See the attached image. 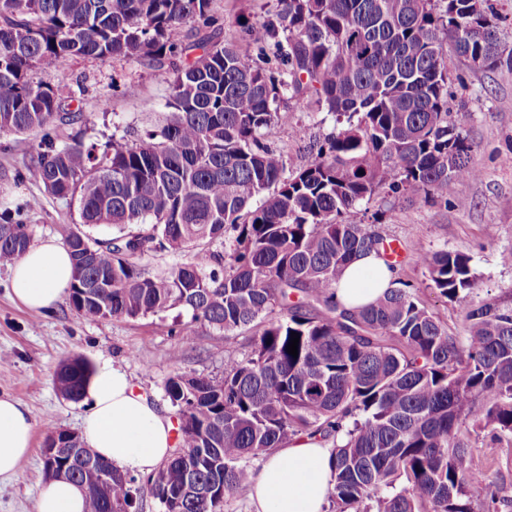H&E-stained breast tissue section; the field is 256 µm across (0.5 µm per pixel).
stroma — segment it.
Masks as SVG:
<instances>
[{"label": "stroma", "instance_id": "stroma-1", "mask_svg": "<svg viewBox=\"0 0 512 512\" xmlns=\"http://www.w3.org/2000/svg\"><path fill=\"white\" fill-rule=\"evenodd\" d=\"M448 67V108L472 145L471 161L480 178L450 191L444 203L380 191L350 219L399 243L397 279L413 284L421 302L460 336L465 308L512 294V70H477L453 55ZM30 78L52 86L63 101L77 99L87 119L83 131L88 143L139 142L158 130L170 111L168 71L135 62L78 57L68 60L63 71L37 70ZM132 82L139 85L134 96L125 91ZM287 105V124L275 128L267 142L282 153L292 172L308 162L307 145L324 142L338 125L334 115L316 107H302L292 99ZM41 137L38 131L0 135V214L27 224L36 242L61 237L64 225L81 224L77 199L54 197L19 177ZM419 248L468 254L477 277L473 293L461 303L440 297L415 258ZM174 317L168 311L135 319L84 320L67 296L50 310H30L13 299L10 266L0 262V394L20 400L34 424L31 455L21 473L0 480V512H33L38 486L46 480L42 448L47 426L82 431L87 402L66 400L53 384L63 360L82 355L92 366L123 369L135 391L172 420L177 412L164 391L170 376L223 374V331L197 323L172 336L168 327ZM175 346L182 352L176 364L169 359ZM472 455L512 497V447L492 448L476 436Z\"/></svg>", "mask_w": 512, "mask_h": 512}]
</instances>
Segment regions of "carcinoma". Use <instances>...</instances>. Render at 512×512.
<instances>
[{
	"mask_svg": "<svg viewBox=\"0 0 512 512\" xmlns=\"http://www.w3.org/2000/svg\"><path fill=\"white\" fill-rule=\"evenodd\" d=\"M212 2L0 0V133L43 131L22 179L78 197L82 225L117 230L67 232L77 314L176 309L188 320L174 321L172 335L198 322L226 337L257 329L250 356L224 349L222 376L166 381L179 428L154 479L162 512H224L250 482L251 460L302 439L332 446L331 512H477L475 487L495 506L502 488L472 463L470 427L512 447V295L467 310L464 336L450 335L405 282L356 310L336 300L344 268L385 245L346 214L380 189L446 201L479 178L448 112L444 44L475 69L512 68L486 0H275L262 15L237 16L230 39ZM195 23L213 35L186 44L183 28ZM241 41L275 46L280 67H264ZM75 56L171 71L160 133L57 148L47 130L80 115L29 75ZM288 94L342 125L289 176L261 140L286 121ZM203 241L228 246L161 273L142 263L147 250ZM30 244L26 225L0 220V261ZM417 258L441 297L460 302L475 290L469 255ZM276 307L282 317L268 318ZM91 375L75 356L54 383L77 401ZM67 447L62 478L82 486L99 455L79 437ZM134 483L112 467L85 512H130Z\"/></svg>",
	"mask_w": 512,
	"mask_h": 512,
	"instance_id": "obj_1",
	"label": "carcinoma"
}]
</instances>
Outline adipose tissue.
I'll return each instance as SVG.
<instances>
[{
  "label": "adipose tissue",
  "instance_id": "adipose-tissue-1",
  "mask_svg": "<svg viewBox=\"0 0 512 512\" xmlns=\"http://www.w3.org/2000/svg\"><path fill=\"white\" fill-rule=\"evenodd\" d=\"M72 260L57 238L41 240L15 260L11 292L32 310L52 307L71 284ZM395 275L384 260L368 254L351 263L336 284L337 299L349 309L374 301ZM90 403L83 421L85 442L122 470L152 473L171 452L169 418L135 393L127 374L104 366L86 385ZM33 420L27 407L0 395V478L17 476L30 446ZM330 450L313 440L279 449L253 474L248 496L255 512H323L330 485ZM86 494L79 485L53 479L35 500V512H83Z\"/></svg>",
  "mask_w": 512,
  "mask_h": 512
}]
</instances>
